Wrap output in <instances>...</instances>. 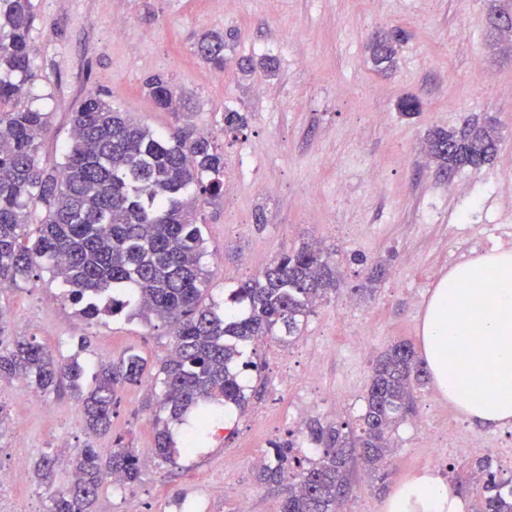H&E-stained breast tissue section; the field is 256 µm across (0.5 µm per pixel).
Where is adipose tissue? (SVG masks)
I'll return each instance as SVG.
<instances>
[{"mask_svg": "<svg viewBox=\"0 0 512 512\" xmlns=\"http://www.w3.org/2000/svg\"><path fill=\"white\" fill-rule=\"evenodd\" d=\"M422 358L442 398L481 429L512 425V250L489 249L443 274L420 323ZM457 485L423 469L384 512H466Z\"/></svg>", "mask_w": 512, "mask_h": 512, "instance_id": "ef3b65f1", "label": "adipose tissue"}]
</instances>
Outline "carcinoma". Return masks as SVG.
I'll list each match as a JSON object with an SVG mask.
<instances>
[{
	"mask_svg": "<svg viewBox=\"0 0 512 512\" xmlns=\"http://www.w3.org/2000/svg\"><path fill=\"white\" fill-rule=\"evenodd\" d=\"M35 0H0V288L15 286L46 269L59 279L64 299L82 305L81 315L160 321L174 350L159 369L162 397L154 423V450L176 466L191 454L173 436L170 424L191 419L182 431L201 447L218 407L241 409L242 376L253 361L242 360L247 343L266 336L293 340L315 306L336 291V267L320 245L304 242L264 271L231 289L230 305L205 304L211 273L202 263L204 227L199 206L224 194V153L211 136L187 127L158 137L129 112L98 92L85 95L73 113L70 147L63 162L48 169L40 159L51 113L25 103L33 86L32 26ZM236 32L211 31L197 53L215 69L224 68V50ZM400 28L373 38L368 46L375 70L395 63ZM162 110L175 112L180 98L157 76L146 83ZM224 131L247 126L245 116L224 111ZM499 147L495 123H466L436 130L428 152L450 173L478 168ZM41 205L33 216L31 206ZM146 361L130 354L117 366L90 367L65 359L35 339L17 337L0 349V378L24 379L47 394L68 382L81 401L86 428H112L115 389L142 380ZM425 375L413 347L398 342L374 361L365 410L358 423L306 425L314 457L293 453V443L274 446L257 478L284 488L280 512H337L350 493V465L360 460L376 470L391 454V433L412 411L413 387ZM57 459L45 454L33 476L50 489V512H93L105 479L118 474L126 487L140 478L134 451L117 443L106 460L83 448L71 460L75 479L54 488ZM474 512H512V479L497 478L480 461Z\"/></svg>",
	"mask_w": 512,
	"mask_h": 512,
	"instance_id": "cac0c4a2",
	"label": "carcinoma"
}]
</instances>
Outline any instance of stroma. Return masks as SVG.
Here are the masks:
<instances>
[{
    "instance_id": "1",
    "label": "stroma",
    "mask_w": 512,
    "mask_h": 512,
    "mask_svg": "<svg viewBox=\"0 0 512 512\" xmlns=\"http://www.w3.org/2000/svg\"><path fill=\"white\" fill-rule=\"evenodd\" d=\"M504 0H36L33 30L38 69L33 88L51 114L41 162H60L70 144L71 118L85 93L100 91L157 135L184 125L211 131L224 150V193L204 205L208 301L223 304L233 285L258 275L280 253L316 239L332 252L340 273L335 295L318 303L290 343V375L268 357L265 340L251 358L249 401L232 410L203 448L162 464L154 451L157 398L144 384L115 391L112 429L93 436L70 389L26 398L15 381L0 380V405L11 430L0 437V464L18 454L59 461L55 484L72 480L69 460L80 449L109 456L116 443L135 450L140 479L131 490L142 512L206 500L208 477L224 478L226 512L250 492V512H280L277 489L257 478L254 454L297 435L296 413L356 423L365 406L371 366L397 342L418 344L422 312L449 255L464 259L477 245L459 233L471 205L500 215L498 188L512 184V37L490 31V13ZM405 30L392 71L374 70L369 38ZM233 29L223 71L195 53L202 33ZM273 60L266 72L263 60ZM163 75L182 98L173 114L155 105L144 82ZM422 106L403 115L402 97ZM245 113L246 129L224 132L225 108ZM494 118L500 146L480 170L446 177L427 153L432 131ZM384 275L372 296L357 292L375 265ZM50 272L0 291V341L36 338L55 354L118 363L136 353L153 377L170 342L164 328L140 320L88 323L61 301ZM367 349L349 354L351 332ZM88 348H79L80 339ZM317 381L307 382V371ZM414 411L393 435V457L382 472L356 466L343 512H383L394 486L436 468L469 480L474 458L454 455L433 464L443 431L459 415L433 382L413 393Z\"/></svg>"
}]
</instances>
